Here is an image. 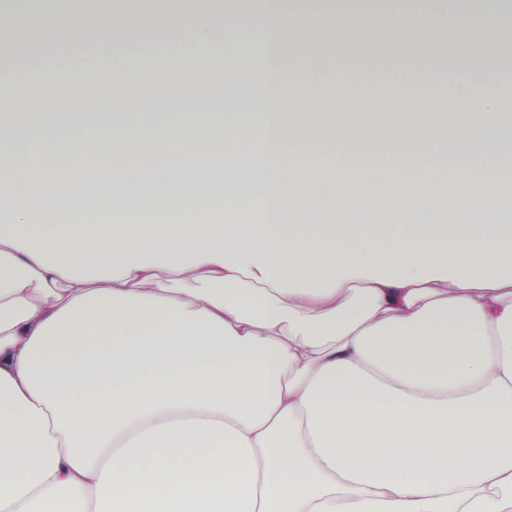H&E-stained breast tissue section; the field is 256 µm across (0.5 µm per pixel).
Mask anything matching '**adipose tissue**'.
Segmentation results:
<instances>
[{
  "label": "adipose tissue",
  "instance_id": "adipose-tissue-1",
  "mask_svg": "<svg viewBox=\"0 0 512 512\" xmlns=\"http://www.w3.org/2000/svg\"><path fill=\"white\" fill-rule=\"evenodd\" d=\"M223 11L173 12L148 25L180 28L209 52ZM234 24L261 18L247 54L264 88L262 116L209 127L141 128L135 158L162 187L224 165L214 144H241L260 160L261 193L233 224H160L151 210L115 221L71 220L83 198L74 171L120 154L112 103L97 104L98 136L68 123L0 126V512H512V226L488 208L454 223L413 224L414 209L348 239L332 205L375 186L399 199L433 197L432 168L386 175L345 171L355 152L387 157L477 150L493 165L455 179L457 197L493 198L512 174V135L493 94L446 100L427 88L391 100L410 115L377 132L364 83L318 88L359 109L349 123H289L288 100L307 101L296 71L330 64L361 72L453 70L427 57L428 35L392 53L322 56L289 42L310 30L284 0L254 13L236 0ZM81 43L106 48L112 20L77 14ZM441 39L492 84L512 62V37ZM477 114L440 141L419 116ZM319 225L290 232L289 222Z\"/></svg>",
  "mask_w": 512,
  "mask_h": 512
}]
</instances>
